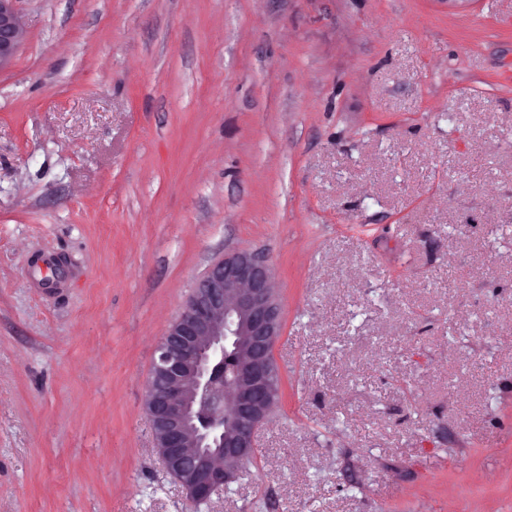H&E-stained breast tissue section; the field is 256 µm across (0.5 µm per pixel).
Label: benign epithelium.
I'll return each mask as SVG.
<instances>
[{
  "label": "benign epithelium",
  "instance_id": "benign-epithelium-1",
  "mask_svg": "<svg viewBox=\"0 0 512 512\" xmlns=\"http://www.w3.org/2000/svg\"><path fill=\"white\" fill-rule=\"evenodd\" d=\"M18 0H0V70L26 41ZM281 307L262 255L214 262L162 337L144 408L159 456L187 497L229 489L255 452L280 378L274 347Z\"/></svg>",
  "mask_w": 512,
  "mask_h": 512
}]
</instances>
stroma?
Returning a JSON list of instances; mask_svg holds the SVG:
<instances>
[{"label":"stroma","instance_id":"stroma-1","mask_svg":"<svg viewBox=\"0 0 512 512\" xmlns=\"http://www.w3.org/2000/svg\"><path fill=\"white\" fill-rule=\"evenodd\" d=\"M19 7L0 512H512V0ZM244 249L274 272L279 400L199 504L143 401Z\"/></svg>","mask_w":512,"mask_h":512}]
</instances>
